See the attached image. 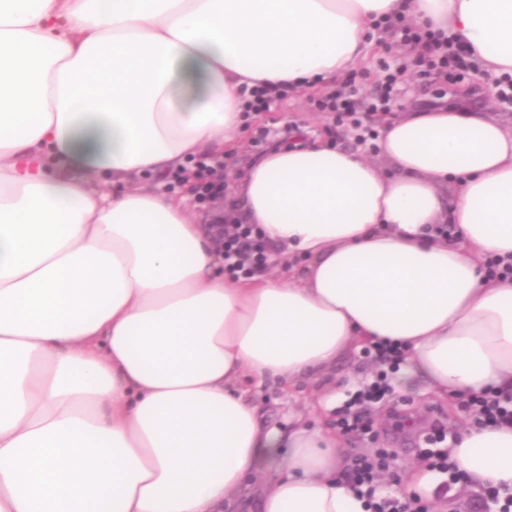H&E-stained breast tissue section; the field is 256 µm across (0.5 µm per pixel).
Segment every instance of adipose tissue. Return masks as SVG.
Listing matches in <instances>:
<instances>
[{
	"label": "adipose tissue",
	"mask_w": 512,
	"mask_h": 512,
	"mask_svg": "<svg viewBox=\"0 0 512 512\" xmlns=\"http://www.w3.org/2000/svg\"><path fill=\"white\" fill-rule=\"evenodd\" d=\"M400 18L512 76V0H0V512H232L251 487L259 512H367L335 396L282 431L248 382L390 340L437 397L512 393V280L486 269L512 260V132L487 112L384 117L389 174L316 140L236 179L263 277L225 278L186 198L142 182L234 148L243 89L336 83ZM448 451L512 490V426Z\"/></svg>",
	"instance_id": "ef3b65f1"
}]
</instances>
